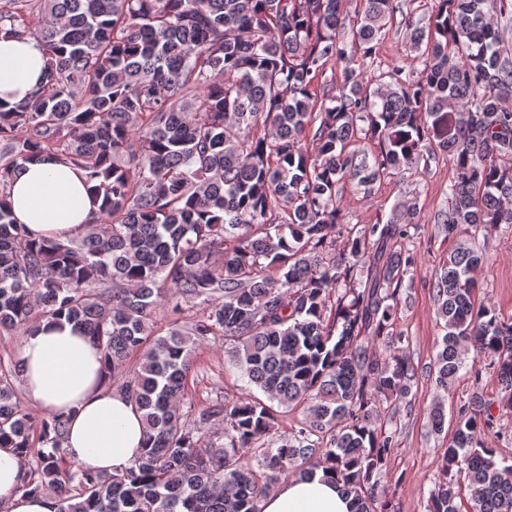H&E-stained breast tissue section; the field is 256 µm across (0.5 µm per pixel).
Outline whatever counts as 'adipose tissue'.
<instances>
[{
	"instance_id": "1",
	"label": "adipose tissue",
	"mask_w": 512,
	"mask_h": 512,
	"mask_svg": "<svg viewBox=\"0 0 512 512\" xmlns=\"http://www.w3.org/2000/svg\"><path fill=\"white\" fill-rule=\"evenodd\" d=\"M47 56L36 38L0 37V104L33 99L45 81ZM8 203L16 223L35 235L65 238L84 234L98 216L83 169L54 157L27 163L15 174ZM25 392L48 412L73 411L64 446L82 468L116 474L128 467L144 440L141 415L122 392L103 381L101 354L89 337L67 323L42 321L19 349ZM23 463L0 448V504L6 512H58L54 496L25 497L15 487ZM260 512H350L333 479L323 471L280 483L259 503Z\"/></svg>"
}]
</instances>
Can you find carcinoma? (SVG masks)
Returning a JSON list of instances; mask_svg holds the SVG:
<instances>
[{
	"instance_id": "1",
	"label": "carcinoma",
	"mask_w": 512,
	"mask_h": 512,
	"mask_svg": "<svg viewBox=\"0 0 512 512\" xmlns=\"http://www.w3.org/2000/svg\"><path fill=\"white\" fill-rule=\"evenodd\" d=\"M361 2L346 25L341 0H0V34L48 52L33 101L0 109V330L81 329L124 375L147 436L122 473L83 470L63 447L69 417L30 418L10 383L20 365L0 368V448L28 464L16 491L52 494L59 512H259L280 481L322 468L352 512H390L381 403L407 399L418 376L392 330L418 206L356 232L340 202L349 184L369 191L440 156L454 177L437 223L456 244L435 274L431 370L446 390L474 352L512 411V318L473 298L478 235L512 233V51L496 21L512 0H439L427 23L396 0ZM398 13L422 69L367 78ZM331 62L346 64L339 83ZM45 154L82 167L103 198L80 238L35 241L11 217L10 180ZM196 301L197 320L157 333L160 307ZM216 335L261 396L191 422L193 354ZM280 408L303 419L276 434ZM493 409L462 407L443 453L471 512H512V466L479 439ZM219 416L224 442L203 444ZM428 417L444 431L442 400ZM428 512H459L448 483Z\"/></svg>"
}]
</instances>
